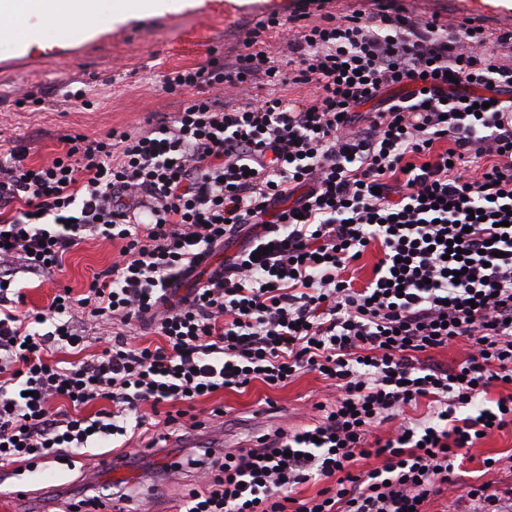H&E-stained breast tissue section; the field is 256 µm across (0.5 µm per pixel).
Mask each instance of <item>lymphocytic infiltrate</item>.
Here are the masks:
<instances>
[{
	"label": "lymphocytic infiltrate",
	"mask_w": 512,
	"mask_h": 512,
	"mask_svg": "<svg viewBox=\"0 0 512 512\" xmlns=\"http://www.w3.org/2000/svg\"><path fill=\"white\" fill-rule=\"evenodd\" d=\"M246 46L164 74L193 96L139 130L72 135L38 164L0 133V470L164 442L201 396L315 372L336 392L319 419L201 450L175 512H425L482 435L512 428V393L459 414L512 386V67L497 53L512 32L384 6L320 15L280 62ZM259 82L270 93L225 101ZM309 82L308 105L273 91ZM88 237L119 243L117 261L28 306L15 281L54 279ZM373 245L355 288L344 273ZM460 339L454 367L421 362ZM307 483L319 490L300 498ZM380 256L379 248L376 245L370 246L362 258L347 269L345 277L352 278L356 288H362L371 278L374 264Z\"/></svg>",
	"instance_id": "lymphocytic-infiltrate-1"
}]
</instances>
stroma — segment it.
Here are the masks:
<instances>
[{
  "label": "stroma",
  "mask_w": 512,
  "mask_h": 512,
  "mask_svg": "<svg viewBox=\"0 0 512 512\" xmlns=\"http://www.w3.org/2000/svg\"><path fill=\"white\" fill-rule=\"evenodd\" d=\"M173 10L154 14L131 13L120 22L112 19V0H100L96 20L84 22L80 34L57 24L40 28L37 42L19 44L17 50L0 49V127L15 136L38 135L40 143L29 155L40 163L53 157L66 134L105 136L113 128L144 126L152 112H175L183 97L167 93L161 74L197 67L211 58L231 62L245 51L250 30L277 9L289 16L290 0H175ZM83 90L87 107L63 109L59 104L65 90ZM117 254L110 242H82L70 252L64 270L55 282L21 281L28 306L48 305L55 289L67 286L81 291L92 270L109 266ZM326 383L314 372L301 374L279 389L255 383L246 391L226 390L195 405L202 421L190 431L188 440L177 438L160 443V455L138 454L134 469L142 472L140 485L132 490L130 512H168L171 502L188 487L189 473H167V461H186L197 449L224 452L229 446L254 442L258 418L274 421L285 431L305 425L313 403L328 398ZM223 417H213L215 408ZM501 458L499 470L484 473L485 457ZM56 478L43 483L38 473H24L28 496L22 500L0 498V512H63L68 500L84 487L108 488L112 479L96 468H55ZM491 480L512 486V429L489 435L471 448L452 485L432 496L427 512H466L471 485Z\"/></svg>",
  "instance_id": "stroma-1"
}]
</instances>
